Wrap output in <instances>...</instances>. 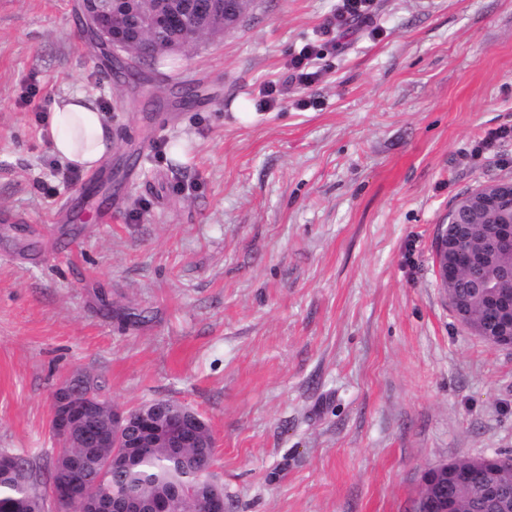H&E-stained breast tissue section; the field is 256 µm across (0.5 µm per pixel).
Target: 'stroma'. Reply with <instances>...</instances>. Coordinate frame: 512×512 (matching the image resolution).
<instances>
[{
	"mask_svg": "<svg viewBox=\"0 0 512 512\" xmlns=\"http://www.w3.org/2000/svg\"><path fill=\"white\" fill-rule=\"evenodd\" d=\"M339 7L254 0L118 79L79 0H0V451L36 484L76 372L199 412L228 512H415L435 465L512 452V349L458 323L434 264L455 203L512 179V0H374L325 32ZM76 91L117 142L102 183L56 175ZM318 54L317 46L313 44L305 45L297 54H294L289 61L293 78L300 83L311 84L317 76V72L311 70V65Z\"/></svg>",
	"mask_w": 512,
	"mask_h": 512,
	"instance_id": "35a3bbf8",
	"label": "stroma"
}]
</instances>
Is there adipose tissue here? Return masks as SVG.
<instances>
[{"label":"adipose tissue","instance_id":"1","mask_svg":"<svg viewBox=\"0 0 512 512\" xmlns=\"http://www.w3.org/2000/svg\"><path fill=\"white\" fill-rule=\"evenodd\" d=\"M51 150L59 161L87 172L111 153L112 130L95 98L83 92L57 97L51 112Z\"/></svg>","mask_w":512,"mask_h":512}]
</instances>
